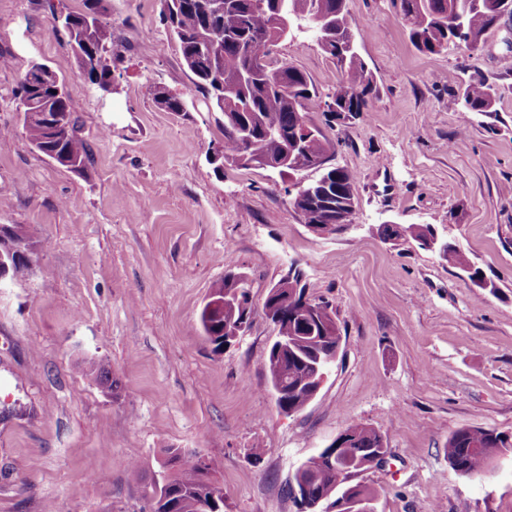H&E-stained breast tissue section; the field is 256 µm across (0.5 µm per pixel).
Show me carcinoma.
I'll list each match as a JSON object with an SVG mask.
<instances>
[{
    "mask_svg": "<svg viewBox=\"0 0 512 512\" xmlns=\"http://www.w3.org/2000/svg\"><path fill=\"white\" fill-rule=\"evenodd\" d=\"M512 0H399V10L411 44L425 54H438L452 43L467 51L479 50L485 36L503 19L506 2ZM105 0H82L83 8L67 12L62 25L68 45L80 68L97 91L118 90L112 74L117 49L105 23ZM289 18L294 31L308 33L340 68V79L325 95L324 105L345 101L349 112H362L366 96L373 91V79L357 48L343 59L337 43L355 37L346 0H164L163 19L171 28L183 60L196 84L209 96L213 108L224 114V159H234L245 149L256 162L278 159L293 141L311 139L323 149L326 142L315 129L304 130L306 102L317 96L307 77L290 66L281 87L256 76L245 83L241 75L256 66L273 68L267 58L280 43V19ZM18 99L27 101L23 128L30 144L40 153L56 159L60 166L79 174L87 172L89 150L76 135L73 113L76 104L65 91L63 81L47 66L35 63L25 73ZM496 99L493 88L483 81L470 82L462 92V104L471 112H487ZM157 103L169 112L184 110L180 97L160 89ZM32 112H57L63 123L50 138ZM327 177L329 190L311 199L302 198L293 207L304 223L313 224L331 215L340 225L351 213L356 175L345 167H328L316 176ZM219 290L239 295L237 305L224 307L214 316L203 306L200 322L214 349L224 346V326L250 319L249 287L234 275L224 277ZM278 335L288 337V351L268 353L266 369L270 387L280 391L288 412L302 411L317 395L314 366L325 369L326 359L336 358L341 336L337 324L303 327L295 318L280 320ZM89 374L99 384H115L109 365L94 362ZM345 447L328 445L307 460V468L294 476L314 498L336 508L341 500L362 495L374 499L369 487L356 484L346 490L336 485V469L366 470L364 463L386 450L383 436L362 424L349 425ZM512 452V435L494 429L462 427L448 437V462L463 475L479 477L489 472L493 461ZM152 512H224V492L218 486L215 469L198 452L180 448L165 450L160 479L152 487Z\"/></svg>",
    "mask_w": 512,
    "mask_h": 512,
    "instance_id": "cac0c4a2",
    "label": "carcinoma"
}]
</instances>
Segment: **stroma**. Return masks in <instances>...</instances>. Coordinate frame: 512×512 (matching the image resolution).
<instances>
[{"label": "stroma", "instance_id": "obj_1", "mask_svg": "<svg viewBox=\"0 0 512 512\" xmlns=\"http://www.w3.org/2000/svg\"><path fill=\"white\" fill-rule=\"evenodd\" d=\"M82 0H0V224L34 233L30 273L0 286V512H150L132 465L153 475L169 448L214 465L224 512H300L286 489L350 424L385 438L382 464L351 484L377 512H512V453L482 478L448 462L461 427L512 434V56L419 52L393 0H347L375 77L363 113L307 106L330 165L356 174L350 224L321 234L290 205L285 180L209 159L224 115L194 84L162 20L163 0H109L117 93L84 79L58 23ZM275 61L319 93L336 66L310 35ZM49 66L80 105L90 161L78 175L39 154L18 84ZM498 92L493 111L460 105L465 84ZM179 96L169 112L157 89ZM428 224L496 288H480L413 240L380 227ZM298 263L327 301L339 353L316 397L286 415L266 360L276 335L262 305ZM245 273L247 331L214 351L199 322L213 286ZM102 361L108 395L86 370Z\"/></svg>", "mask_w": 512, "mask_h": 512}]
</instances>
